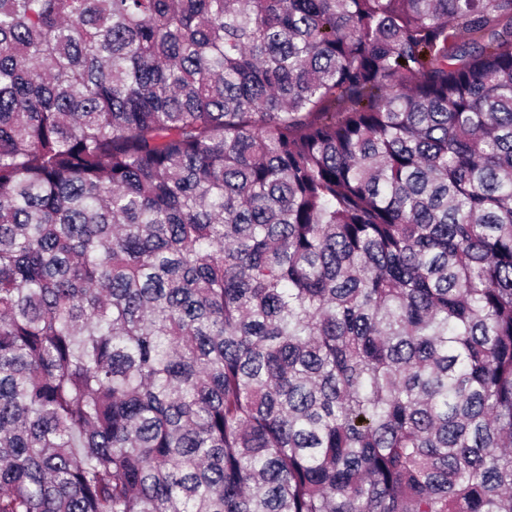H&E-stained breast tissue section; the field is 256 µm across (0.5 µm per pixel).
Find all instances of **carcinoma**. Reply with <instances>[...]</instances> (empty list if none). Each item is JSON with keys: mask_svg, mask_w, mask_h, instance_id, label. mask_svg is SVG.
Wrapping results in <instances>:
<instances>
[{"mask_svg": "<svg viewBox=\"0 0 512 512\" xmlns=\"http://www.w3.org/2000/svg\"><path fill=\"white\" fill-rule=\"evenodd\" d=\"M0 512H512V0H0Z\"/></svg>", "mask_w": 512, "mask_h": 512, "instance_id": "cac0c4a2", "label": "carcinoma"}]
</instances>
